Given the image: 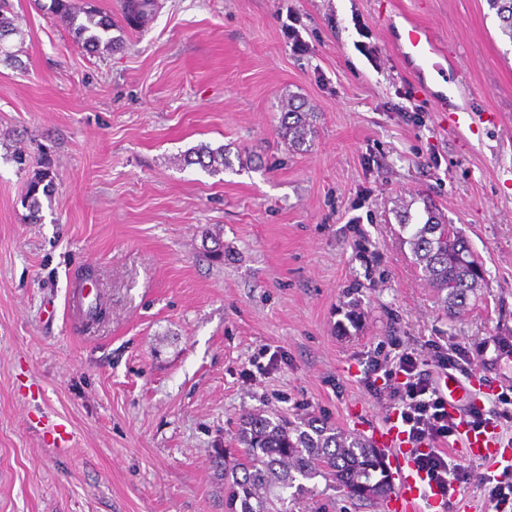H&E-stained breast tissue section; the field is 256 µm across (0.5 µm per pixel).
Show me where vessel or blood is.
Returning a JSON list of instances; mask_svg holds the SVG:
<instances>
[{"mask_svg": "<svg viewBox=\"0 0 512 512\" xmlns=\"http://www.w3.org/2000/svg\"><path fill=\"white\" fill-rule=\"evenodd\" d=\"M403 42L412 58L426 62L435 53L431 37L421 25L412 23L405 27ZM448 412L462 420L459 427L460 454L471 459H492L499 476H512V447L501 442L496 423L489 422L479 427L466 424L465 419L472 409L460 405L453 398L448 401ZM373 439L375 446L383 451L395 479L385 502L387 512H420V501L422 497L431 495L433 486L426 474L417 469L412 445L401 424L396 420L390 421L374 433Z\"/></svg>", "mask_w": 512, "mask_h": 512, "instance_id": "1", "label": "vessel or blood"}]
</instances>
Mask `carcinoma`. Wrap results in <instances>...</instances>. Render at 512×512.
I'll return each mask as SVG.
<instances>
[{"label": "carcinoma", "instance_id": "obj_1", "mask_svg": "<svg viewBox=\"0 0 512 512\" xmlns=\"http://www.w3.org/2000/svg\"><path fill=\"white\" fill-rule=\"evenodd\" d=\"M488 5L496 11L502 32L512 42V0H488ZM47 10L66 25L73 42L83 49L122 48V39L112 35V16L95 6L88 3L81 8L72 0H50ZM152 11V0H121L127 28L145 25ZM18 33L9 0H0V57L17 68L22 63L9 51L7 41ZM302 107L292 97L281 104L279 133L297 150L315 133L310 113ZM183 163L197 165L212 175L232 168L224 147L213 149L207 144L187 151ZM53 180L49 167L31 178L27 191L31 219H38V193L49 194ZM423 212L424 221L415 224L411 215L404 213L401 228L409 230L408 243L420 277L434 289L438 302L453 319L484 282L485 269L457 227L428 204ZM237 441L242 446V462L224 473V481L230 485L227 512H292L293 501L315 492L306 482L318 477L356 499L381 498L390 491L389 471L379 450L370 441L322 419L293 423L279 415L253 414L242 420Z\"/></svg>", "mask_w": 512, "mask_h": 512}]
</instances>
